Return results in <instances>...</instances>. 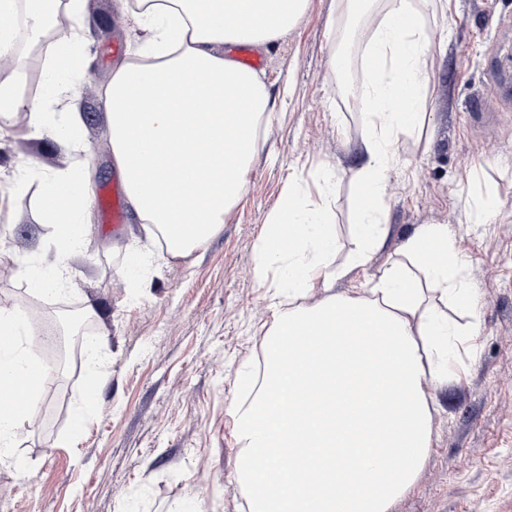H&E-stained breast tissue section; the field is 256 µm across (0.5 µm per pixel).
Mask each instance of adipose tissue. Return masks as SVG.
<instances>
[{"label":"adipose tissue","mask_w":512,"mask_h":512,"mask_svg":"<svg viewBox=\"0 0 512 512\" xmlns=\"http://www.w3.org/2000/svg\"><path fill=\"white\" fill-rule=\"evenodd\" d=\"M69 26L55 34L56 97L72 94L74 55L84 37L79 0H0V54L15 51L20 31L32 40L53 32L59 3ZM132 19L148 30V50L112 72L105 92L112 153L127 202L148 239L182 256L206 242L245 188L270 110L253 70L230 60L228 44L257 45L288 32L306 0H137ZM413 0H391L369 44L368 83L359 98L366 153L352 224L357 243L347 266L335 265L336 233L326 206L309 205L292 181L265 226L253 276L266 288L274 323L264 372L233 411L240 448L236 480L249 512H391L417 482L432 447L433 383L455 375L462 329L445 304L470 307L463 261L448 230L426 224L397 259L352 294L303 304L310 285L363 268L388 234L376 200L401 138L421 125L428 51L413 23ZM49 213L62 224L54 261L19 263L37 291L68 286L69 259L85 231L88 181L76 173L43 175ZM0 394L20 389L34 401L50 369L25 346L36 328L18 308H0ZM386 406L375 404V397ZM299 460L281 467L288 451Z\"/></svg>","instance_id":"adipose-tissue-1"}]
</instances>
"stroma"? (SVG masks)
<instances>
[{"label":"stroma","mask_w":512,"mask_h":512,"mask_svg":"<svg viewBox=\"0 0 512 512\" xmlns=\"http://www.w3.org/2000/svg\"><path fill=\"white\" fill-rule=\"evenodd\" d=\"M373 0L350 24L347 0H307L296 25L259 52L258 72L272 112L246 175L240 200L220 230L183 257L154 249L145 272L129 270V250L144 243L126 220L120 235L102 203L116 179L105 87L121 59L148 39L124 0H81L85 59L74 98L84 123L92 183L88 228L71 258L72 283L39 293L12 273L16 258L40 266L54 239L39 179H29L0 215V308L25 309L41 331H58L67 310L87 313L105 355L97 402L73 431L85 389L72 342L41 347L54 370L39 387V417L16 438L15 459L0 463V512H248L235 493L239 445L232 408L237 371L260 356L273 311L251 275L258 241L291 180L316 194L331 178L336 264L356 245L350 224L358 205L357 171L366 124L357 102L331 69L339 42L361 66L367 28L388 10ZM430 42L424 71V123L402 138L380 201L389 224L384 245L365 269L332 285L316 283L305 301L349 294L378 273L421 225L444 224L465 261L463 276L477 301L479 344L458 372L431 389L433 442L415 487L391 512H512V103L502 104L487 78L491 48L504 49L512 70V0H416ZM51 49L26 62L24 92L56 111ZM68 170L72 160L49 128L26 113L0 118V183L18 164ZM497 206L475 216L479 190Z\"/></svg>","instance_id":"stroma-1"}]
</instances>
